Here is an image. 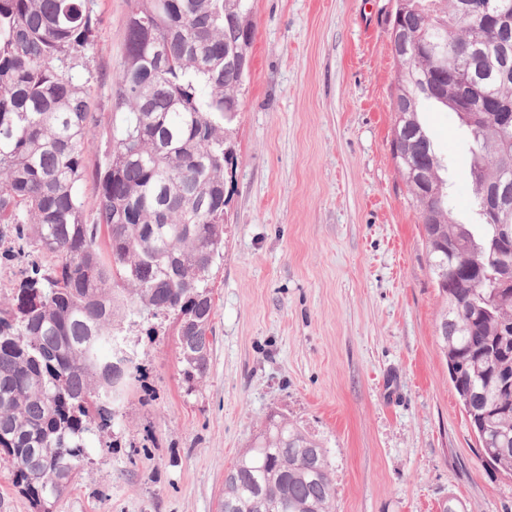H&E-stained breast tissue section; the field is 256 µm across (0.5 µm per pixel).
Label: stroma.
<instances>
[{"label":"stroma","mask_w":512,"mask_h":512,"mask_svg":"<svg viewBox=\"0 0 512 512\" xmlns=\"http://www.w3.org/2000/svg\"><path fill=\"white\" fill-rule=\"evenodd\" d=\"M256 37L224 171V259L209 374L180 375L172 324L125 326L143 369L125 416L55 512H218L224 475L272 412L318 435L336 512H512V476L480 457L439 347L444 302L421 220L392 159L396 0H252ZM73 74L100 126L84 218L112 150V78L127 0H92ZM462 224L475 223L474 146L455 112L420 108Z\"/></svg>","instance_id":"1"}]
</instances>
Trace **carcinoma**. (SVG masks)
Returning a JSON list of instances; mask_svg holds the SVG:
<instances>
[{
    "label": "carcinoma",
    "instance_id": "obj_1",
    "mask_svg": "<svg viewBox=\"0 0 512 512\" xmlns=\"http://www.w3.org/2000/svg\"><path fill=\"white\" fill-rule=\"evenodd\" d=\"M90 0H0V224L19 271L0 302V456L34 512H53L86 458L87 435L121 413L140 377L125 321L176 315L174 343L191 391L207 377L215 305L209 283L224 258V165L249 70L250 0H127L124 51L112 87V153L96 170L97 220L80 185L99 119L71 70L93 45ZM434 17L397 7L409 54H396L392 153L418 211L445 301L438 325L449 378L486 465L512 475V254L492 250L512 213L480 216L483 236L453 220L443 168L418 119L421 91L470 128L473 207L512 168V14L477 23L463 0ZM486 54L468 60L472 45ZM219 512H336V478L321 441L283 413L224 478Z\"/></svg>",
    "mask_w": 512,
    "mask_h": 512
}]
</instances>
